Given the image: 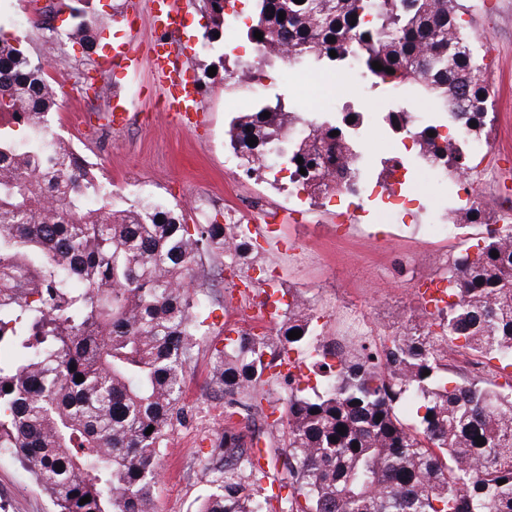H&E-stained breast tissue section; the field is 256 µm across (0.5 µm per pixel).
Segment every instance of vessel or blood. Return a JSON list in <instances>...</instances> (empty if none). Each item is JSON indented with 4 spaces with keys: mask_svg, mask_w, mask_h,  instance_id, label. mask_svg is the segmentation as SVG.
Masks as SVG:
<instances>
[{
    "mask_svg": "<svg viewBox=\"0 0 512 512\" xmlns=\"http://www.w3.org/2000/svg\"><path fill=\"white\" fill-rule=\"evenodd\" d=\"M148 19L157 34L150 51V69L154 82L162 90L167 107L177 124L184 129L199 127L204 116L201 110V91L189 70L174 58L170 33L185 25L179 0H148ZM125 38L113 45L103 67L108 71L130 72L140 65L132 46L140 35L138 20L124 17Z\"/></svg>",
    "mask_w": 512,
    "mask_h": 512,
    "instance_id": "b4317fda",
    "label": "vessel or blood"
}]
</instances>
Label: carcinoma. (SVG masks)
<instances>
[{"mask_svg":"<svg viewBox=\"0 0 512 512\" xmlns=\"http://www.w3.org/2000/svg\"><path fill=\"white\" fill-rule=\"evenodd\" d=\"M228 1L201 0L203 39L223 33ZM74 2L64 4L70 40L90 51L108 17L92 0ZM247 2L245 35L262 59L338 67L360 46L378 83L416 86L474 137L487 129L488 64L461 0ZM56 102L43 65L0 32V452L30 471L54 512H151L163 442L184 415L185 372L204 333L195 267L215 250L239 268L253 260L251 242L150 198L115 208L92 169L49 136ZM349 117L359 113L300 131L301 113L278 99L235 117L230 144L249 173L272 169L277 156L310 194L338 191L358 170L343 130ZM414 138L428 165L458 180L474 170L438 126ZM311 139L325 150L308 148ZM92 197L96 208L86 206ZM448 214L459 226H488L484 245L444 269L448 303L379 350L362 336L322 346L324 383L313 394L267 373L276 364L265 361L313 344V314L298 291H286L274 328L243 331L215 350L224 474L206 465L210 491L199 512H275L274 501L280 512H512V224L492 227L474 206ZM296 329L301 337L289 339ZM273 383L288 389V441L267 449L264 467L233 417L256 426ZM406 405L412 424L400 417ZM264 479L279 493L259 503L252 486Z\"/></svg>","mask_w":512,"mask_h":512,"instance_id":"obj_1","label":"carcinoma"}]
</instances>
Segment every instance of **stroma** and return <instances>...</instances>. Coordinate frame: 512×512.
<instances>
[{
  "instance_id": "1",
  "label": "stroma",
  "mask_w": 512,
  "mask_h": 512,
  "mask_svg": "<svg viewBox=\"0 0 512 512\" xmlns=\"http://www.w3.org/2000/svg\"><path fill=\"white\" fill-rule=\"evenodd\" d=\"M463 2L475 31L484 36L482 51L491 63L485 81L493 95L489 163L498 176L493 184L475 175L464 183L437 184L424 178L419 160L407 172L384 175V159L405 149L382 120L390 108L389 90L359 87L345 70L329 82L320 72L276 59L253 67L256 47L241 35L247 15L227 23L222 38L209 43L202 37L207 19L195 0H181L186 26L174 40L202 89L205 114L201 127L187 131L168 117L148 70L111 76L102 69L106 47L89 59L80 45L46 37L44 26L64 25L56 12L58 0H0V30L21 34L27 52L45 64L59 91L53 132L94 163L122 204L135 201L134 186L145 184L154 200L166 205L189 212L202 202L211 214L262 227L253 240L258 257L249 284L227 280L219 254L199 264L208 318L188 369L187 417L166 437L154 512H196L207 492L202 468L224 433V396L212 381L214 353L226 339L254 327L256 305L269 281L308 298L319 343L335 340L345 312L355 309L376 324L378 333L370 341L377 345L383 334L403 330L424 312L417 280L433 274L429 254L441 252L452 259L486 235L485 227L476 224L459 227L457 236L444 241L424 236L421 223L434 206L446 209L471 200L495 217L512 215V0ZM209 66L216 67L215 76H205ZM117 92L136 114L135 122L121 131L100 120ZM276 99L312 123L335 118L342 105L375 113L361 151L375 183L365 216L343 221L349 196L330 192L310 198L287 172L273 181L246 175L225 132L239 113ZM0 497L9 501V512H52L47 493L13 458L0 461Z\"/></svg>"
}]
</instances>
